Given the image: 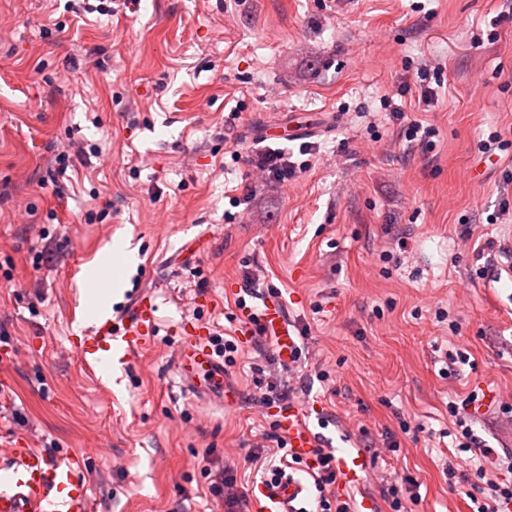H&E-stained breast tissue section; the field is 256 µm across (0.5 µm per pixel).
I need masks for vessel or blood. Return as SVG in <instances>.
Instances as JSON below:
<instances>
[{"label":"vessel or blood","mask_w":512,"mask_h":512,"mask_svg":"<svg viewBox=\"0 0 512 512\" xmlns=\"http://www.w3.org/2000/svg\"><path fill=\"white\" fill-rule=\"evenodd\" d=\"M156 305L149 293L139 294L120 319L98 316L80 336L76 347L86 369L100 373L102 362L117 369L125 368L135 352L153 336ZM261 321L280 332L283 359H290L296 345L294 336L286 334L284 309L276 296L264 302ZM178 386L208 399L210 392L224 388V363L216 358L210 345L209 330L198 326L188 331L174 359ZM304 410L294 408L279 418L288 445L303 460L313 458L318 438L304 420ZM84 459L78 455L52 458L25 444L10 450V460L0 465V512H91L88 487L82 476ZM336 468L342 482L361 480L364 464L361 457L339 458ZM304 487L287 477L278 486L264 489L267 512H296L295 501Z\"/></svg>","instance_id":"obj_1"}]
</instances>
